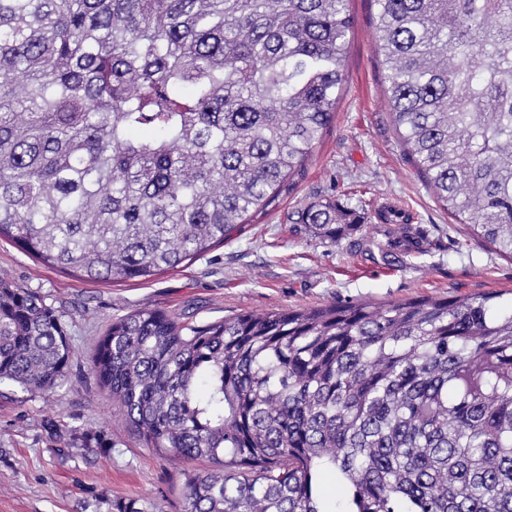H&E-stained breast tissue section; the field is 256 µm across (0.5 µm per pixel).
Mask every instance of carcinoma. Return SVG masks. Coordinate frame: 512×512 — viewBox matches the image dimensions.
<instances>
[{
    "label": "carcinoma",
    "mask_w": 512,
    "mask_h": 512,
    "mask_svg": "<svg viewBox=\"0 0 512 512\" xmlns=\"http://www.w3.org/2000/svg\"><path fill=\"white\" fill-rule=\"evenodd\" d=\"M389 105L459 223L512 258V0H376ZM347 0H0V238L89 282L200 258L332 122ZM336 243V203L297 212ZM61 316L0 279V384L51 391ZM92 370L185 512H512V301L113 320Z\"/></svg>",
    "instance_id": "carcinoma-1"
}]
</instances>
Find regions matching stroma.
Wrapping results in <instances>:
<instances>
[{
  "label": "stroma",
  "instance_id": "35a3bbf8",
  "mask_svg": "<svg viewBox=\"0 0 512 512\" xmlns=\"http://www.w3.org/2000/svg\"><path fill=\"white\" fill-rule=\"evenodd\" d=\"M349 9L347 79L332 123L269 204L204 257L146 280L92 283L0 239V278L40 294L73 349L69 378L55 391L0 385V512H113L131 499L149 512H183L185 473L209 470L208 461L144 448L100 387L92 358L114 319L155 308L207 323L336 301L512 293V259L448 215L406 152L386 95L374 0H349ZM387 198L429 229L430 246L381 253L389 227L374 213ZM327 201L361 217L337 243L293 222L297 210Z\"/></svg>",
  "mask_w": 512,
  "mask_h": 512
}]
</instances>
